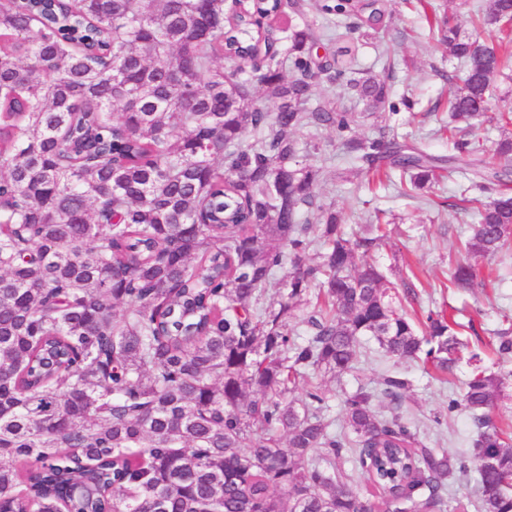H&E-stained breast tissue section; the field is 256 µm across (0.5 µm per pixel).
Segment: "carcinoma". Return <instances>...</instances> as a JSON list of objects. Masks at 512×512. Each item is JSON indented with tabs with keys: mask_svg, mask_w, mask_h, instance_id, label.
<instances>
[{
	"mask_svg": "<svg viewBox=\"0 0 512 512\" xmlns=\"http://www.w3.org/2000/svg\"><path fill=\"white\" fill-rule=\"evenodd\" d=\"M302 2L0 7V512H428L471 471L478 512H512V441L492 419L512 372L489 373L476 354L448 401L476 424L470 460L417 438L397 373L381 382L390 415L361 385L344 393L347 433L331 431L316 377L350 371L362 337L446 371L463 325L442 311L416 321L359 259L384 243L381 225L353 239L321 202V169L296 133H341L356 116L316 98L319 78L384 110L394 65L354 78L353 46L315 61L310 25L276 45L256 17ZM471 21L498 39L446 21L461 70L448 139L466 155L460 200L492 198L473 199L457 288L477 280L471 259L512 247V135L492 153L454 139L484 120L477 104L512 58V0H485ZM231 54L249 68L224 71ZM344 158L413 190L455 160L386 124L367 146L345 141ZM280 271L287 294L268 299ZM304 306L313 334L300 341L290 324ZM347 444L381 501L338 482Z\"/></svg>",
	"mask_w": 512,
	"mask_h": 512,
	"instance_id": "carcinoma-1",
	"label": "carcinoma"
}]
</instances>
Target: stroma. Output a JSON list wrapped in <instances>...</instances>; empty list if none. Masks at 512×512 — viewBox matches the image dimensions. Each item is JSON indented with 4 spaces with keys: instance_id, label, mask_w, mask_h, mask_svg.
I'll return each instance as SVG.
<instances>
[{
    "instance_id": "stroma-1",
    "label": "stroma",
    "mask_w": 512,
    "mask_h": 512,
    "mask_svg": "<svg viewBox=\"0 0 512 512\" xmlns=\"http://www.w3.org/2000/svg\"><path fill=\"white\" fill-rule=\"evenodd\" d=\"M336 2L306 0L303 11L294 14L292 22L271 21L275 38L280 44H287L288 26L292 23L325 29L346 23L359 68L374 73L382 69L379 48H389L399 61L392 78V100L398 112L391 118L399 140H416L433 155H447L443 127L448 114L439 102L446 96L448 76L458 71L459 65L449 56L442 40L441 20L450 17L463 30H470V10L479 0H381L384 19L378 29L365 33L360 30L359 13L341 17L324 12V5ZM318 92L334 96L342 108L359 115L343 135L329 128L317 132L305 128L299 133L301 141L309 145V161L323 171V202H335L342 209L344 230L350 235L366 232L376 219L386 221V243L369 253L367 260L391 282L412 279L414 293L404 301L409 313L455 307L460 309L459 319L465 324L458 360L445 374L420 362L395 361L373 342L358 348L352 369L341 381L325 382L333 429H342L343 390L352 391L361 385L375 389L385 375L397 372L412 382L402 411L419 438L428 447L451 456L471 455L476 436L473 418L463 409L449 411L448 400L461 394L473 370L472 354L480 355L488 371L512 369V355L499 356L494 337L504 320L512 321V253L504 259L480 260L475 288H451L448 262L457 258L459 243L467 236L470 222L455 195L460 170L444 172L438 182L421 190L416 198L399 180L379 185L369 182L365 174L345 171L340 161L343 137L372 141L377 136L375 119L365 115L364 105L357 103L345 86L323 82Z\"/></svg>"
}]
</instances>
